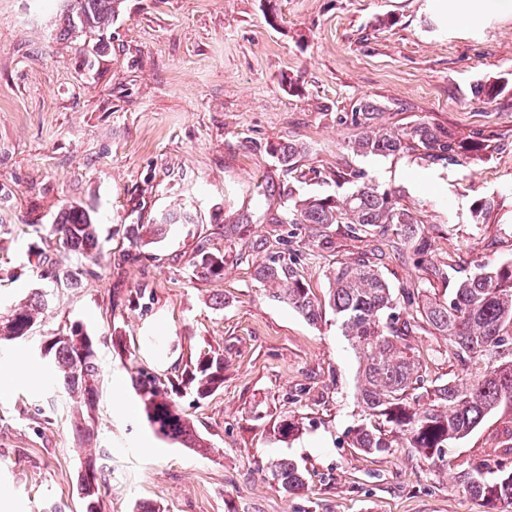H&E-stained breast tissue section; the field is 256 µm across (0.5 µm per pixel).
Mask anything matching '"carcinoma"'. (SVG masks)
Here are the masks:
<instances>
[{
    "instance_id": "1",
    "label": "carcinoma",
    "mask_w": 512,
    "mask_h": 512,
    "mask_svg": "<svg viewBox=\"0 0 512 512\" xmlns=\"http://www.w3.org/2000/svg\"><path fill=\"white\" fill-rule=\"evenodd\" d=\"M123 0H68L64 34L98 38L116 21ZM383 108L370 99L357 101L341 117L359 130L353 150L362 155H417L431 164L452 165L484 154L489 136L473 131L466 137L427 118L401 130L376 123ZM306 147L288 140L269 147V154L288 173ZM354 184L345 196H306L293 182L258 186L262 196L278 195L279 207L269 215L271 224H288L307 230L309 242L317 247L332 243V232L342 226L354 235L383 239L397 236L392 248L414 263L429 262L430 232L420 212L401 204L393 192L365 178L361 171L340 175ZM498 207L494 195L476 197L470 221L483 224ZM185 217L169 212L150 224H130V244L162 236ZM93 211L82 205L62 209L50 227L57 250L63 256L89 258L100 253ZM193 272L209 279L224 272V256L200 247L192 262ZM256 280L276 301L287 304L307 321L322 317V305L309 288L303 270L293 255L269 252L256 267ZM40 279L66 288L78 287L77 273L54 262L41 271ZM328 306L336 316L341 333L350 342L359 361L357 399L364 418L350 430L351 447L374 454L392 448H414L433 463L443 461L445 448L471 434L502 403L512 402V260L488 266L476 264L442 296L425 294L414 284L393 288L378 269L375 250L351 261H340L328 269ZM48 307L47 293L34 289L25 302L0 313V343L29 336ZM441 336L448 362L470 373L462 383L428 379L411 345L420 333ZM99 337L78 321L66 323L40 345L51 376L66 393L72 410L74 432L89 442L94 435L95 405L101 379L98 361ZM112 346L126 354L132 386L143 413L155 432L179 441L184 447H206L201 434L182 414L173 394L175 384L162 381L138 363L126 349L122 337H111ZM181 383L199 400L212 396L224 383L223 355L204 351L193 368L184 370ZM498 475L490 477L491 467ZM271 478L287 493L305 488L299 464L276 459ZM466 491L484 501L488 508L512 500V470L504 461L474 465L460 475ZM102 476L95 460L87 458L77 475L76 486L84 512H101Z\"/></svg>"
}]
</instances>
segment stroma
Instances as JSON below:
<instances>
[{"label":"stroma","mask_w":512,"mask_h":512,"mask_svg":"<svg viewBox=\"0 0 512 512\" xmlns=\"http://www.w3.org/2000/svg\"><path fill=\"white\" fill-rule=\"evenodd\" d=\"M66 0H0V311L41 287L49 235L70 204L93 210L98 260L72 261L76 288H57L23 342L0 345V512H82L75 492L86 455L105 482L102 512L147 501L162 512H487L463 491L461 472L502 459L512 406L503 405L434 465L409 448L367 455L347 444L359 423L355 354L331 310L317 323L270 298L255 279L264 250L297 254L319 301L325 270L364 252L344 230L333 245L289 238L268 223L257 187L288 178L269 145L294 139L301 192L339 195L359 170L417 207L431 263L386 256L393 285L444 293L475 264L512 260V14L482 28L443 30L430 0H124L96 49L62 34ZM503 82L484 101L480 84ZM380 103L378 122L402 128L426 117L460 136L480 130L486 159L448 167L406 156H363L344 112ZM499 206L470 221L476 196ZM189 213L162 241L131 246L126 227L170 209ZM248 213L228 238L224 219ZM224 256V274H193L198 245ZM453 262L447 280L433 270ZM78 321L100 336L97 423L90 446L73 433L65 395L45 383L34 349ZM159 376L182 373L200 351L224 356V384L178 404L206 438L200 451L147 425L112 337ZM297 422L280 441L281 418ZM286 456L307 487L289 494L270 478Z\"/></svg>","instance_id":"1"}]
</instances>
